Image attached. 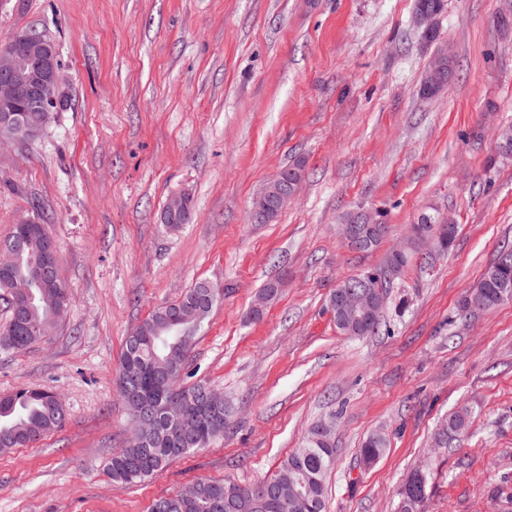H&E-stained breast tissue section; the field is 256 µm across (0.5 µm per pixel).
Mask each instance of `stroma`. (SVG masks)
<instances>
[{"instance_id":"obj_1","label":"stroma","mask_w":512,"mask_h":512,"mask_svg":"<svg viewBox=\"0 0 512 512\" xmlns=\"http://www.w3.org/2000/svg\"><path fill=\"white\" fill-rule=\"evenodd\" d=\"M415 0H0V40L35 30L56 44L66 107L34 142L0 145V239L47 225L70 291L64 321L25 350L0 347V395L63 399L64 426L0 454V512H149L199 479L256 485L310 426L333 422L326 512H400L402 484L428 474L424 512H512V301L470 315L459 302L512 245V0H445L436 42L452 49L445 91L420 93L436 42ZM303 163L269 224L253 198ZM188 192L189 224L160 221ZM385 211L373 252L346 246L357 207ZM458 227L447 253L411 240L422 216ZM411 249L379 335L337 332L336 285ZM282 292L261 319L260 288ZM208 280L222 295L184 386L223 391L222 439L134 486L105 471L129 437L115 374L152 310ZM470 430L437 447L462 406ZM389 445L371 466L363 440Z\"/></svg>"}]
</instances>
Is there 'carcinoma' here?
Segmentation results:
<instances>
[{
	"label": "carcinoma",
	"mask_w": 512,
	"mask_h": 512,
	"mask_svg": "<svg viewBox=\"0 0 512 512\" xmlns=\"http://www.w3.org/2000/svg\"><path fill=\"white\" fill-rule=\"evenodd\" d=\"M50 236L46 225L15 224L9 235L0 240V251L11 253L13 264L0 270V295L17 294L18 304L7 323L0 326V347L10 340V349L23 350L39 342V337L27 334L30 326H37L41 334L49 336L64 318L69 307V290L63 279L55 276L35 275V264L40 257L43 240ZM384 267L365 271L341 281L332 293L346 288L371 293L383 285L389 289L392 283L382 278ZM64 296V309H54L49 297L54 292ZM201 288L195 285L180 298L156 307L137 326L125 341V347L116 370V389L124 398L137 391L144 398L165 407L172 395L184 400L192 399L197 383L185 388L175 381L167 388L158 386L151 374V361L160 355L177 368L188 369V358L199 332L208 320L218 299L206 305L198 297ZM281 294V284L270 281L257 296L262 308L252 309L253 318L258 319L264 308ZM512 299V247L501 249L494 261L484 271L480 280L462 297L461 312L469 314L475 310L490 309ZM203 429L200 442L174 449L161 430L148 448L139 451L131 448L112 455L106 465L112 481L135 485L163 473L174 461L193 450L208 447L224 437L226 423L224 415L212 416L202 410ZM66 411L55 401L54 394L44 390L19 389L0 396V452L34 444L61 429ZM471 422V410L463 406L443 420L435 434L436 442L446 448L464 435ZM321 424L311 427L303 445L283 459L275 477H288V502H293L298 490L306 492L308 505L294 508L276 500H262L253 489L231 481L199 480L193 485V495L182 499L179 506L169 512H325V480L334 465L335 448L330 436L319 437ZM387 448L385 434L376 432L363 442L360 459L366 466L376 463ZM419 486L427 492V481L419 480L412 473L401 492V512H419L422 499L413 497L410 488Z\"/></svg>",
	"instance_id": "1"
}]
</instances>
